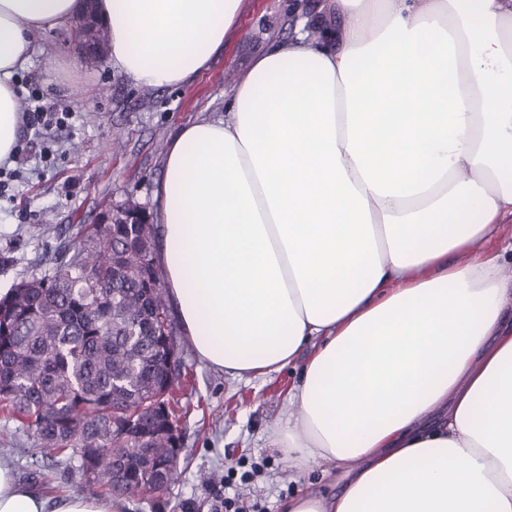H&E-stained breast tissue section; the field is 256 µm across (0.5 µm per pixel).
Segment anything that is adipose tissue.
<instances>
[{
  "label": "adipose tissue",
  "mask_w": 512,
  "mask_h": 512,
  "mask_svg": "<svg viewBox=\"0 0 512 512\" xmlns=\"http://www.w3.org/2000/svg\"><path fill=\"white\" fill-rule=\"evenodd\" d=\"M246 0H96L108 63L183 85ZM85 0H0V160L14 75ZM322 36L254 59L223 116L168 141L155 198L169 306L237 379L293 368L271 443L340 494L282 512H512V281L485 246L512 220V0H328ZM0 512L49 499L0 461Z\"/></svg>",
  "instance_id": "adipose-tissue-1"
}]
</instances>
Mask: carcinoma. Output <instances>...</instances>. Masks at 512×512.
I'll return each mask as SVG.
<instances>
[{
    "label": "carcinoma",
    "instance_id": "1",
    "mask_svg": "<svg viewBox=\"0 0 512 512\" xmlns=\"http://www.w3.org/2000/svg\"><path fill=\"white\" fill-rule=\"evenodd\" d=\"M155 231L139 224H84L54 250L53 267L21 277L0 296V412L50 459L115 499L160 494L161 464L177 470L172 440L178 404L154 410L178 366L162 364L175 337L164 271L145 276ZM25 284L20 292L16 286ZM118 448H143L112 478Z\"/></svg>",
    "mask_w": 512,
    "mask_h": 512
}]
</instances>
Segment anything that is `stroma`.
Wrapping results in <instances>:
<instances>
[{
  "instance_id": "obj_1",
  "label": "stroma",
  "mask_w": 512,
  "mask_h": 512,
  "mask_svg": "<svg viewBox=\"0 0 512 512\" xmlns=\"http://www.w3.org/2000/svg\"><path fill=\"white\" fill-rule=\"evenodd\" d=\"M326 11L327 0H247L223 48L187 86L133 84L80 50L76 25L40 34L29 63L14 76L15 89L37 91L52 111L73 117L69 127L54 132L47 161L21 169L9 162L0 176V289L49 268L55 246L70 241L78 225L98 223L108 205L127 195L154 210L167 140L187 121L223 114L238 73L251 59L293 37L302 19ZM32 224L49 225L50 231L31 237ZM182 361L173 397L190 411L178 422L177 479L163 495L115 501V512H213L220 482L244 512L257 500L268 512H281L301 492L329 497L340 491L333 464L302 474L270 444L288 416L295 382L290 370L238 380L207 367L188 347ZM0 460L31 488L85 491L76 471L42 458L26 433L0 443ZM204 472L210 482H201Z\"/></svg>"
}]
</instances>
